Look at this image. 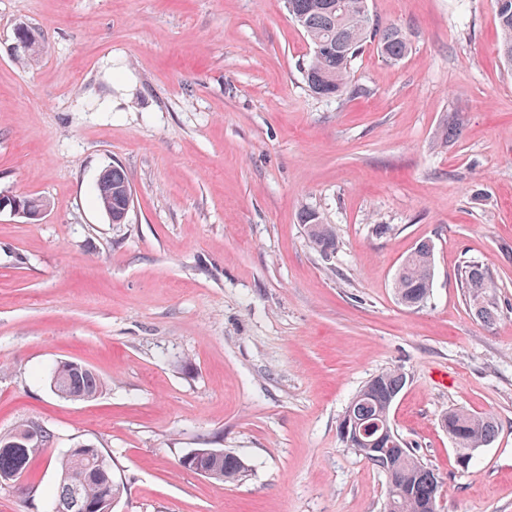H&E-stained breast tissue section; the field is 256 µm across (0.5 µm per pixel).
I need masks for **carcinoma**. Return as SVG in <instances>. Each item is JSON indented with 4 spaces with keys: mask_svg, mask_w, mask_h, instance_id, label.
Masks as SVG:
<instances>
[{
    "mask_svg": "<svg viewBox=\"0 0 512 512\" xmlns=\"http://www.w3.org/2000/svg\"><path fill=\"white\" fill-rule=\"evenodd\" d=\"M288 13L302 28L313 52L304 65L303 76L309 90L321 97H334L349 83L352 63L363 45L378 37L382 56L389 62H399L407 55L410 43L398 27L381 26L371 30L372 19L364 0H285ZM495 15L500 31L499 52L512 64V0H494ZM35 47L16 54L22 66L36 62L44 50L43 39ZM130 180L119 166L109 169L107 179L96 187L100 208L112 213V223L124 221L126 207L132 202ZM311 247L328 255L336 250V235L332 225L325 224L314 212L304 214ZM433 249L427 242L418 244L401 262L393 288L395 297L407 308H418L430 298L433 288ZM460 285L464 300L475 316L485 322L498 314V304L491 294L492 283L483 268L471 262L461 273ZM406 385L405 375L396 369L382 371L370 378L358 391L346 409L351 421L364 425L390 421V412ZM53 392L72 401H90L102 392L99 375L88 366L74 367L69 361L57 363L50 372ZM445 430L459 448H483L498 432L494 418L463 411H450L443 419ZM40 436L29 440L30 431ZM51 433L35 421L20 424L7 439H0V480H15L28 470L41 448L49 444ZM100 449L90 454H66L61 461V474L53 500L56 512H83L75 506L96 505L106 491L120 497L124 488L112 479V472L98 469L90 460ZM385 474H393L396 483L388 484L384 512H431L438 502L439 482L433 470L424 465L399 437H383L377 446L360 453ZM202 466L218 481H234L245 467L231 452L201 459Z\"/></svg>",
    "mask_w": 512,
    "mask_h": 512,
    "instance_id": "1",
    "label": "carcinoma"
}]
</instances>
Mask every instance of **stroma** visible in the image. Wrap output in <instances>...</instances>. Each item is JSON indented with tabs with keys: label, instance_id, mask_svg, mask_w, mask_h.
<instances>
[{
	"label": "stroma",
	"instance_id": "1",
	"mask_svg": "<svg viewBox=\"0 0 512 512\" xmlns=\"http://www.w3.org/2000/svg\"><path fill=\"white\" fill-rule=\"evenodd\" d=\"M411 49L376 44L348 90L312 94V46L284 0H0V436L51 442L0 482V512H49L69 448L91 444L125 490L112 512H383L385 476L338 425L378 372L407 384L394 428L441 484V512H512V64L494 0H368ZM38 28L29 67L14 29ZM459 125L451 141L439 131ZM133 204L95 200L106 167ZM336 232L327 256L302 214ZM434 244L423 306L393 280ZM487 271L499 314L477 319L460 274ZM74 360L96 399L54 394ZM492 415L469 470L442 426ZM221 448L247 469L218 482L181 457ZM103 183L96 181V201L105 213L112 212V223L121 224L124 211L129 203L132 204L130 194L131 185L127 173L119 166H112ZM128 190V195H127ZM47 204L38 209H32L28 200H23L17 196H9L0 193V212L9 208L11 212L21 215L29 220L38 219L43 211L46 209ZM60 361L50 372L51 390L62 398L72 401H90L102 392L103 383L99 375L90 367L78 368L81 364ZM53 388V389H52Z\"/></svg>",
	"mask_w": 512,
	"mask_h": 512
}]
</instances>
